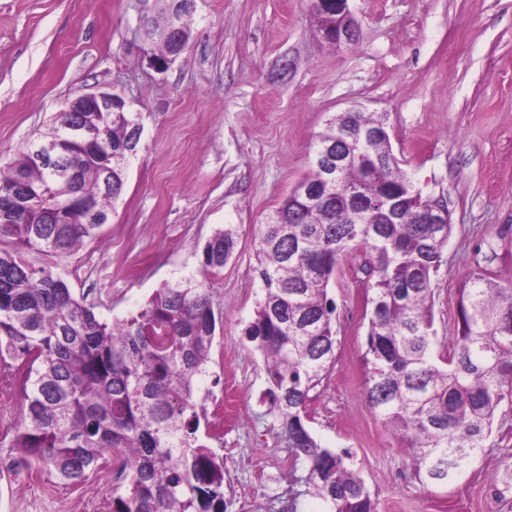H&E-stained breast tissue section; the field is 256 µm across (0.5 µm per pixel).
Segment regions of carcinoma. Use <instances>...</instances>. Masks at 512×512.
Instances as JSON below:
<instances>
[{
	"label": "carcinoma",
	"mask_w": 512,
	"mask_h": 512,
	"mask_svg": "<svg viewBox=\"0 0 512 512\" xmlns=\"http://www.w3.org/2000/svg\"><path fill=\"white\" fill-rule=\"evenodd\" d=\"M170 23L142 21L148 43ZM79 124L61 182L27 147L0 169V356L26 373L21 427L5 469L36 461L66 487L83 483L105 454L123 448L112 512H224V462L197 436L194 384L206 373L216 316L203 284L157 289L135 316L112 325L76 298L64 269L30 270L21 253L66 259L96 239L121 197L141 127L133 112H57L39 140ZM447 208L422 195L394 155L385 117L342 112L315 144L310 171L267 216L256 271L263 299L245 328L262 354L267 414L293 461L307 464L305 493L328 512H377L369 488L306 426L311 392L336 359V306L328 286L342 261L362 260L368 319L363 356L367 407L409 448L418 478L446 483L483 453L503 408L512 410V279L486 265L467 278L455 336L435 353L433 282L447 262L453 224H419ZM237 246L220 230L202 249L206 272Z\"/></svg>",
	"instance_id": "1"
}]
</instances>
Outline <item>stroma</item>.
Instances as JSON below:
<instances>
[{"instance_id": "35a3bbf8", "label": "stroma", "mask_w": 512, "mask_h": 512, "mask_svg": "<svg viewBox=\"0 0 512 512\" xmlns=\"http://www.w3.org/2000/svg\"><path fill=\"white\" fill-rule=\"evenodd\" d=\"M356 43L325 42L310 0H196L184 51L158 66L143 37L159 0H0V167L73 96H121L142 125L124 192L101 235L71 256L75 297L108 322L163 284L202 282L217 318L198 383V437L224 461L225 512H325L305 495L304 463L262 401L263 358L244 330L263 297L255 272L262 224L309 171L312 146L337 113L382 114L400 167L422 194L444 196L453 224L434 283V328L451 336L459 290L477 260L512 278V0H349ZM238 245L204 273L202 248L225 225ZM336 361L310 402L322 445L349 452L377 512H512V410L482 455L445 485L415 475L362 400L365 290L350 261L330 281ZM19 362L0 361V454L22 418ZM224 401V437L213 405ZM124 455L87 480L57 485L35 464L0 475V512H110Z\"/></svg>"}]
</instances>
